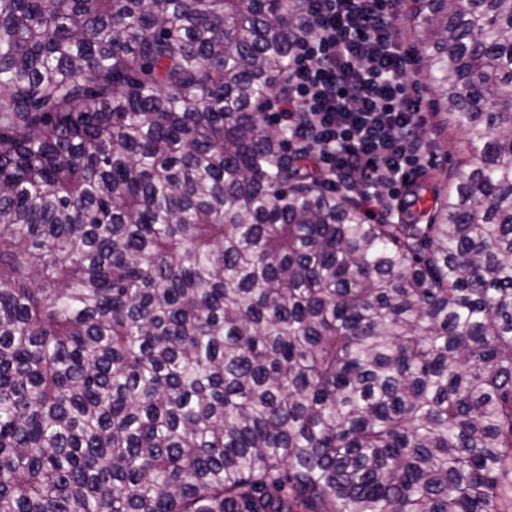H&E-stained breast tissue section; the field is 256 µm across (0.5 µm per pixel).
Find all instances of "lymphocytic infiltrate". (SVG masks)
<instances>
[{
	"label": "lymphocytic infiltrate",
	"instance_id": "1",
	"mask_svg": "<svg viewBox=\"0 0 512 512\" xmlns=\"http://www.w3.org/2000/svg\"><path fill=\"white\" fill-rule=\"evenodd\" d=\"M302 34L286 90L269 105L326 172L327 190L348 174L361 179L369 219L389 213L427 150L425 100L414 54L399 36L405 0H302Z\"/></svg>",
	"mask_w": 512,
	"mask_h": 512
}]
</instances>
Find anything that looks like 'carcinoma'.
I'll list each match as a JSON object with an SVG mask.
<instances>
[{
    "instance_id": "cac0c4a2",
    "label": "carcinoma",
    "mask_w": 512,
    "mask_h": 512,
    "mask_svg": "<svg viewBox=\"0 0 512 512\" xmlns=\"http://www.w3.org/2000/svg\"><path fill=\"white\" fill-rule=\"evenodd\" d=\"M301 7L0 0V512H512V0H413L397 224L265 113ZM428 113L425 137L430 144V151L422 160V165L448 173L463 158L462 135L455 129H442L441 114L435 116L432 110Z\"/></svg>"
}]
</instances>
